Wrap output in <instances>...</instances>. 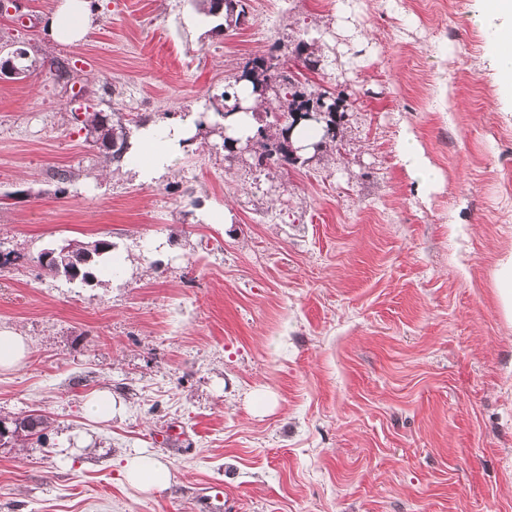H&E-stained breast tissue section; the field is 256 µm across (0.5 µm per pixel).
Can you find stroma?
<instances>
[{"label": "stroma", "mask_w": 512, "mask_h": 512, "mask_svg": "<svg viewBox=\"0 0 512 512\" xmlns=\"http://www.w3.org/2000/svg\"><path fill=\"white\" fill-rule=\"evenodd\" d=\"M96 2L76 44L42 33L57 0L0 13V54L37 69L0 80V250L21 256L0 329L30 349L0 373V420H50L0 446V512H203L213 485L224 512H512V109L478 0H250L227 34L190 0ZM299 38L346 111L340 153L259 169L200 136L145 182L87 139L89 110L220 122L226 79ZM99 238L119 259L99 284L36 263ZM102 390L105 423L85 413ZM137 451L167 489L125 482ZM399 156L410 176L422 185H433L439 181L438 172L424 157L417 138L406 133L399 145ZM498 298L507 320H512V254L500 263L496 271ZM125 474L132 486L145 493L160 492L174 480V473L167 465L142 452L126 458Z\"/></svg>", "instance_id": "stroma-1"}]
</instances>
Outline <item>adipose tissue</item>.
<instances>
[{
	"label": "adipose tissue",
	"mask_w": 512,
	"mask_h": 512,
	"mask_svg": "<svg viewBox=\"0 0 512 512\" xmlns=\"http://www.w3.org/2000/svg\"><path fill=\"white\" fill-rule=\"evenodd\" d=\"M95 20L93 0H59L43 20L42 30L52 41L70 44L81 40ZM479 26L490 35L488 52L501 84L503 97L512 101V0H489L475 16ZM193 117L173 122L163 129L145 127L138 143L144 160L139 171L144 181H151L183 146ZM128 482L145 493L166 489L174 479L173 471L152 456L141 452L129 455L125 462Z\"/></svg>",
	"instance_id": "adipose-tissue-1"
}]
</instances>
